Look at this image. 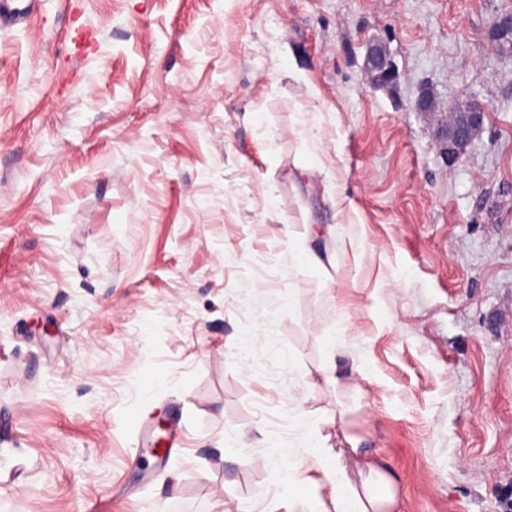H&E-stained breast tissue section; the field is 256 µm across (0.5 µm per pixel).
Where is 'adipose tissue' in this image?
I'll return each mask as SVG.
<instances>
[{"label": "adipose tissue", "instance_id": "obj_1", "mask_svg": "<svg viewBox=\"0 0 512 512\" xmlns=\"http://www.w3.org/2000/svg\"><path fill=\"white\" fill-rule=\"evenodd\" d=\"M335 234V225L312 223L302 224L294 234L306 245L307 263L327 272L331 283L336 280V261L322 243ZM344 441L339 449L328 444L320 448L319 475L307 485L316 512H400L398 491L386 468L362 448L359 439L348 435Z\"/></svg>", "mask_w": 512, "mask_h": 512}]
</instances>
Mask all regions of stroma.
Wrapping results in <instances>:
<instances>
[{
    "label": "stroma",
    "instance_id": "1",
    "mask_svg": "<svg viewBox=\"0 0 512 512\" xmlns=\"http://www.w3.org/2000/svg\"><path fill=\"white\" fill-rule=\"evenodd\" d=\"M510 11L41 0L1 29L0 512H298L288 476L340 426L404 512H512ZM306 221L335 224L342 287ZM331 354L356 383L313 385ZM146 419L177 437L148 484ZM366 61L369 70L375 74L377 82L387 83L395 79L394 65L381 44L373 43L368 47ZM484 115L483 107L474 99L460 102L450 113L448 124L438 130L449 162H458L467 154L482 130ZM336 237V226L334 224H301V230L294 232L297 241L307 244L305 258L309 265L320 268L326 275L327 281L334 283L339 269L333 254L321 246L322 241ZM331 270L336 273H331Z\"/></svg>",
    "mask_w": 512,
    "mask_h": 512
}]
</instances>
